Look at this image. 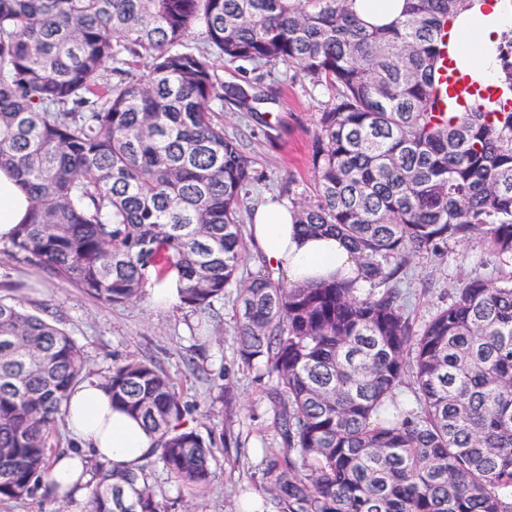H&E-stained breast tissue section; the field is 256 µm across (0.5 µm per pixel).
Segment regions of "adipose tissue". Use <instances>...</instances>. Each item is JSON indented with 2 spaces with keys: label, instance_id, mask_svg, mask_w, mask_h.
<instances>
[{
  "label": "adipose tissue",
  "instance_id": "obj_1",
  "mask_svg": "<svg viewBox=\"0 0 512 512\" xmlns=\"http://www.w3.org/2000/svg\"><path fill=\"white\" fill-rule=\"evenodd\" d=\"M510 28L512 0H473L453 26L461 68L481 83L495 82L497 48L503 32ZM29 207L30 199L11 171L0 169V240L11 237ZM248 230L251 250L287 284L317 283L337 276L354 279L361 274L356 254L342 240L329 234L302 233L294 209L286 202L258 206ZM64 421L82 451L57 460L50 478L59 494L77 500L88 492L89 456L134 468L155 444L154 435L140 423L113 409L109 394L93 379L71 390Z\"/></svg>",
  "mask_w": 512,
  "mask_h": 512
}]
</instances>
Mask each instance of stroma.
Listing matches in <instances>:
<instances>
[{"instance_id":"obj_1","label":"stroma","mask_w":512,"mask_h":512,"mask_svg":"<svg viewBox=\"0 0 512 512\" xmlns=\"http://www.w3.org/2000/svg\"><path fill=\"white\" fill-rule=\"evenodd\" d=\"M327 95L295 82L280 89L274 102L263 104L265 125L233 105L216 107L215 119L227 136L240 141L247 155L266 177L251 195L258 204L265 194L280 195L285 184L302 193L311 178V146L316 112ZM486 255L477 242L452 243L440 256L416 259L406 288L413 294L416 323H423L436 306L448 303L455 288L480 267ZM8 274L10 287L0 295L21 299L35 314H48L84 349L97 375L114 363L153 358L172 379L188 405L190 418L201 434L221 432L224 414L209 406V379L231 376L238 417L234 429L242 445L221 455L210 491L198 499L199 512H241L244 493H263L261 459L265 449L277 447L272 410L264 398L266 380L254 368L241 366L233 344V296L219 305V314L207 319L198 332V315L145 299L119 306L104 305L64 283L47 271L16 261L8 243L0 242V275Z\"/></svg>"}]
</instances>
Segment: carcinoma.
Instances as JSON below:
<instances>
[{
  "label": "carcinoma",
  "mask_w": 512,
  "mask_h": 512,
  "mask_svg": "<svg viewBox=\"0 0 512 512\" xmlns=\"http://www.w3.org/2000/svg\"><path fill=\"white\" fill-rule=\"evenodd\" d=\"M354 2L0 0V169L32 197L10 250L105 305L173 276L184 307L209 315L236 290L238 360L268 379L280 439L263 459L265 512H512V99L440 107L466 0H406L388 27ZM195 33L204 46L188 47ZM218 59L328 91L313 199L288 202L305 230L350 245L362 284L240 276L264 174L211 112H253L258 96L224 87ZM498 59L511 92L512 36ZM460 241L494 274L415 327L401 274ZM92 377L54 320L0 297L1 501L59 500L49 439ZM101 386L157 442L134 470L91 460L89 512H167L156 468L200 495L219 445L239 446L190 425L151 358L112 365ZM231 390L227 371L209 390L229 416Z\"/></svg>",
  "instance_id": "1"
}]
</instances>
